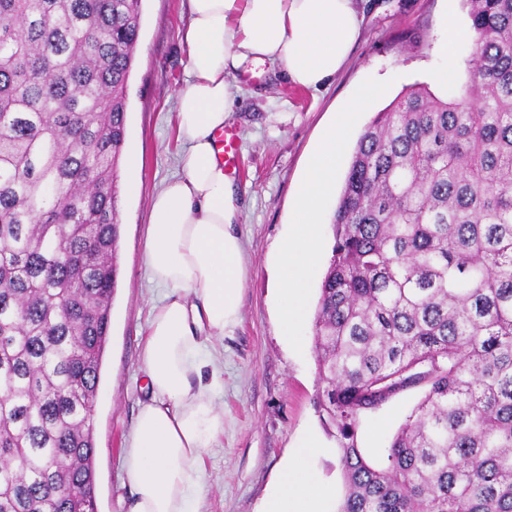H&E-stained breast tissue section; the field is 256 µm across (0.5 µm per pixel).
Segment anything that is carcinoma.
<instances>
[{"label": "carcinoma", "mask_w": 512, "mask_h": 512, "mask_svg": "<svg viewBox=\"0 0 512 512\" xmlns=\"http://www.w3.org/2000/svg\"><path fill=\"white\" fill-rule=\"evenodd\" d=\"M469 80L359 136L320 285L315 404L338 512H512V0H466ZM140 0H0V512H96ZM424 395L384 461L362 417Z\"/></svg>", "instance_id": "1"}]
</instances>
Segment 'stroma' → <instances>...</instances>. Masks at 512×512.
Masks as SVG:
<instances>
[{
  "label": "stroma",
  "instance_id": "35a3bbf8",
  "mask_svg": "<svg viewBox=\"0 0 512 512\" xmlns=\"http://www.w3.org/2000/svg\"><path fill=\"white\" fill-rule=\"evenodd\" d=\"M361 34L333 80L312 91L287 83L266 63L238 75L229 122L236 130V172L232 179L241 213L236 229L243 241L245 288L241 317L225 335L219 367L224 390V433L204 454L206 481L200 512H260L297 443L316 442L307 468L333 490L326 512L342 496L337 444L325 430L314 401L322 385L313 354V322L291 339L279 331L271 283L277 248L287 235L293 196L322 131L335 112L365 85L388 88L372 111L362 113L352 138L375 112L403 89L427 86L453 98L468 77L469 43L457 48L455 83L443 86L433 74L442 64L436 46L448 24L468 28L465 0H357ZM140 33L125 88L127 138L119 165L121 238L119 283L112 303L109 339L95 402L94 436L98 512H128L121 458L125 440L144 397L140 350L155 291L143 265L145 231L152 194L177 170L174 122L176 93L186 80L190 22L188 0H141ZM423 396L402 392L364 417L359 442L381 458L392 436Z\"/></svg>",
  "mask_w": 512,
  "mask_h": 512
}]
</instances>
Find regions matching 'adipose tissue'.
I'll list each match as a JSON object with an SVG mask.
<instances>
[{
	"label": "adipose tissue",
	"mask_w": 512,
	"mask_h": 512,
	"mask_svg": "<svg viewBox=\"0 0 512 512\" xmlns=\"http://www.w3.org/2000/svg\"><path fill=\"white\" fill-rule=\"evenodd\" d=\"M188 8L187 79L176 106L180 174L151 197L146 227L145 265L161 295L140 353L149 395L123 457L129 512H199L204 452L224 432L221 372L210 349L236 325L245 283L236 193L215 143L232 112L228 77L244 62H270L293 84L316 89L341 69L360 35L356 0H188ZM383 92L363 87L308 161L278 254L283 336L296 335L306 320L323 251L321 218L349 131ZM329 496L296 460L262 512H325Z\"/></svg>",
	"instance_id": "1"
}]
</instances>
